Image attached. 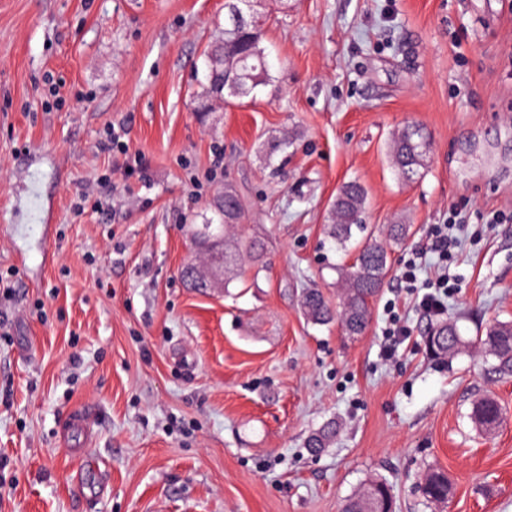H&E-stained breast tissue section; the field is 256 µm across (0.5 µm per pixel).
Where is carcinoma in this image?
<instances>
[{
	"label": "carcinoma",
	"instance_id": "carcinoma-1",
	"mask_svg": "<svg viewBox=\"0 0 512 512\" xmlns=\"http://www.w3.org/2000/svg\"><path fill=\"white\" fill-rule=\"evenodd\" d=\"M264 30L257 35L237 38L221 34L207 44L203 51L205 83L202 98L219 99L227 103L241 101L242 96L231 94L224 85V60L242 58L250 62L254 80H246L242 88L252 93L258 86L271 80L264 49L260 47ZM429 140L427 132L419 126H408L394 139L392 161L406 179L421 176V169L427 151L424 143ZM364 205V190L353 181L343 185L332 204L333 223L327 225V234L336 245L343 247L352 238V229H362L360 217ZM218 223L212 225L219 247L224 249V287H229L241 274L249 269L253 279H258L264 270V248L257 239L240 236L231 239L227 231L232 225L224 223V214L214 207ZM407 224H391L388 228V242L373 239L359 243L355 264L338 269V275L345 283L339 306L333 308L326 301L322 291L309 288L303 294L302 306L307 318L315 324H327L333 320L341 323L347 336H359L367 327L370 317L369 303L385 284L390 271L388 243H402L409 234ZM439 345L434 354L453 358L469 350L472 341L464 338L456 326L448 323L433 328ZM485 355L494 359L493 369L498 375H512V323H498L486 330L485 337L478 340ZM502 418V407L498 400L485 394L473 404L470 413L472 423L481 431L494 430ZM336 431L328 426L313 433L306 441V447L318 452L335 437ZM424 495L431 502L442 503L451 491L448 478L437 470H429L423 475ZM391 498L387 487L379 481H370L347 500L342 512H390Z\"/></svg>",
	"mask_w": 512,
	"mask_h": 512
}]
</instances>
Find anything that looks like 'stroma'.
<instances>
[{
  "label": "stroma",
  "mask_w": 512,
  "mask_h": 512,
  "mask_svg": "<svg viewBox=\"0 0 512 512\" xmlns=\"http://www.w3.org/2000/svg\"><path fill=\"white\" fill-rule=\"evenodd\" d=\"M261 10L271 81L205 109L225 0H0V273L15 289L0 295V512H340L369 479L395 512H512V377L480 350L438 360L425 343L440 323L473 338L512 322V0ZM110 125L145 168L107 147ZM409 125L431 136L414 181L390 161ZM106 171L111 209L74 214ZM34 173L50 217L36 231L10 221ZM349 181L375 235L410 227L355 338L300 305L311 287L339 302L354 253L326 226ZM228 184L267 268L200 293L179 275L189 228ZM449 222L452 287L430 315L400 277ZM391 311L409 336L388 360ZM488 392L503 415L485 435L469 413ZM80 406L94 434L74 455L59 429ZM430 469L452 487L438 508L420 489Z\"/></svg>",
  "instance_id": "1"
}]
</instances>
